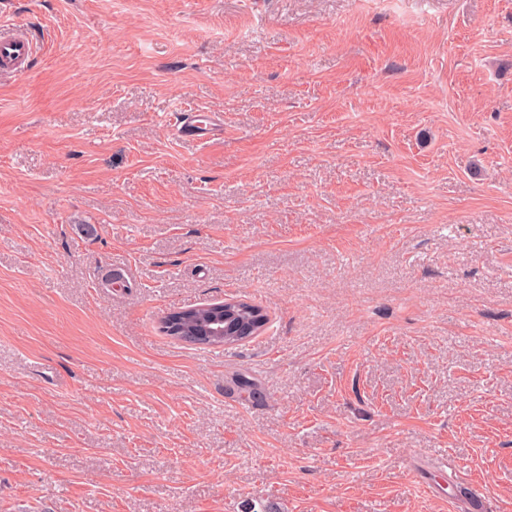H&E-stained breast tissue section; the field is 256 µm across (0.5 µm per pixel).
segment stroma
<instances>
[{
  "label": "stroma",
  "mask_w": 512,
  "mask_h": 512,
  "mask_svg": "<svg viewBox=\"0 0 512 512\" xmlns=\"http://www.w3.org/2000/svg\"><path fill=\"white\" fill-rule=\"evenodd\" d=\"M0 19V512H512V0ZM228 298L266 330L159 329ZM34 55L33 42L14 27L0 26V75L21 71ZM198 117H204V123L196 122ZM173 126L177 134L181 137H193L196 135V130L200 128V125L203 124L206 127H209L210 130L214 132H220L223 130L224 123L218 116L211 113H204V115H190L185 112H175L173 114ZM226 305L230 311V314L233 316V319L251 323L253 325V331L251 334L248 336H235L224 339L223 344L220 345H215L212 343H200L198 345H206L211 347H228L241 345L259 336L269 322V316L267 312L256 304L237 299L234 303H229L228 300L224 299V309Z\"/></svg>",
  "instance_id": "obj_1"
}]
</instances>
